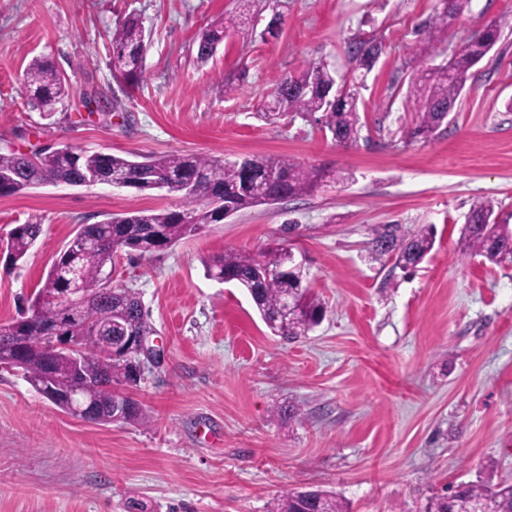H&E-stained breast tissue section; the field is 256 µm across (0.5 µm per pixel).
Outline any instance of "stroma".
<instances>
[{"label": "stroma", "instance_id": "1", "mask_svg": "<svg viewBox=\"0 0 512 512\" xmlns=\"http://www.w3.org/2000/svg\"><path fill=\"white\" fill-rule=\"evenodd\" d=\"M439 0H0V150L48 144L134 160L172 153L275 156L343 169L311 195L252 207L167 251L118 253L112 284L136 290L167 356L145 370L131 423H92L0 368V512H268L283 490L322 489L351 512H424L430 498L480 476L512 483V259L459 250L470 208L491 199L512 218V29L471 70L447 124L411 143L409 89L472 33L512 18V0H470L436 55L420 29ZM280 12L277 37L264 29ZM242 18L216 53L195 39ZM139 16L143 74L117 83L112 31ZM374 35L383 52L360 91L356 144L338 146L316 118L270 124L259 113L285 78L327 61L351 78L348 47ZM53 61L71 96L52 117L26 103L24 73ZM119 107L102 112L99 98ZM177 196L109 185H46L0 197V239L43 231L0 268V324L43 286L78 225L175 207ZM376 224L433 227L415 271L372 259ZM292 245L325 315L304 338L271 335L244 289L203 263L229 250ZM295 405L302 416L281 419ZM239 22L236 16H224V19L212 23L204 28L196 37L197 53L196 58L200 62H205L211 57L210 48L213 45H220L224 41L227 33L238 27ZM41 232L40 224H19L10 231L5 246L12 265L27 254Z\"/></svg>", "mask_w": 512, "mask_h": 512}]
</instances>
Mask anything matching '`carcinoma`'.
<instances>
[{
  "instance_id": "carcinoma-1",
  "label": "carcinoma",
  "mask_w": 512,
  "mask_h": 512,
  "mask_svg": "<svg viewBox=\"0 0 512 512\" xmlns=\"http://www.w3.org/2000/svg\"><path fill=\"white\" fill-rule=\"evenodd\" d=\"M443 9L430 17L426 24L429 43L442 41L448 19L461 15L469 0H440ZM237 17L204 28L196 37V58L201 62L211 57L210 48L224 41L227 33L238 27ZM501 36L500 25L492 23L471 36L448 61L431 69V84L422 94V104L415 126L404 131L409 141L432 136L455 106L469 71L489 53ZM113 70L126 81L141 77L146 51L142 21L132 16L112 30ZM382 41L376 37L358 38L350 43L349 53L355 69L370 72L382 52ZM305 88L296 86L295 78L281 82L271 93L272 101L261 117L276 123L288 116L308 117L323 113L325 127L337 144L350 146L360 138L358 115L359 89L364 82L351 79L337 84L335 71L325 61L313 62L300 74ZM24 89L32 106L44 116L56 112L57 105L69 95L64 74L51 62L37 59L26 73ZM120 174L134 183L139 192H153L156 184H166V192L178 196L176 209L142 210L114 214L96 224H83L84 244L64 249L53 262L38 295L32 301L31 319L14 320L13 339L0 341V359L9 362L16 351L25 354L22 363L28 382L39 389L42 378L52 376L56 394L68 396L83 384V376L71 369L70 355L64 348L48 353L44 346L56 327L76 326L81 322L112 325V335L125 334L128 325L136 332L156 335L145 313L138 292L117 288L107 294L101 288L102 273L112 264L117 252L138 257L151 256L162 247L175 246L181 240L202 232L211 224H222L229 216L259 205H270L285 197L295 199L307 195L323 179H342L341 174H327L316 168H304L283 158L244 156L235 160L201 154H170L145 157L134 162L110 152H87L65 146L62 150H36L33 156L14 150L0 151V177L8 179L0 185V196H11L30 189L42 180L51 185L73 186L88 175L106 182ZM224 201V211L208 207L207 198ZM495 213L490 201L474 205L464 228L465 251L490 263L512 258V225L501 221L488 230L485 219ZM42 232L40 224H18L6 242L10 262L21 260ZM434 245L433 234L420 230L406 234L399 224H377L371 229L369 247L376 260H394L406 270L417 267ZM283 262L281 244L267 246L258 256L229 251L210 257L205 262L210 278L235 282L245 289L260 315L276 312L289 291L303 298V310L288 320L279 336L294 340L309 334L323 319L325 310L311 289L304 285L303 273L257 276L260 266L275 269ZM81 288L94 293L90 303L82 308L66 304V297ZM109 339L102 336L90 340L84 355V376L92 381L85 388L87 396L99 401L102 411L109 410L110 391L135 382L126 364L108 361ZM461 491L451 499L440 500V512H476L479 505L490 502L495 512H512V485L480 478L460 485ZM270 512H350L346 501L322 490L283 491L274 501Z\"/></svg>"
}]
</instances>
